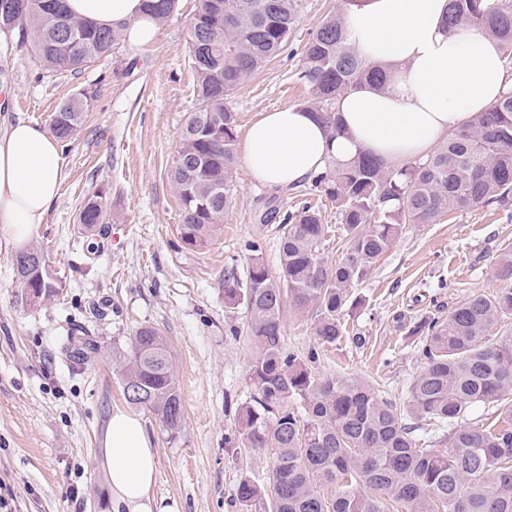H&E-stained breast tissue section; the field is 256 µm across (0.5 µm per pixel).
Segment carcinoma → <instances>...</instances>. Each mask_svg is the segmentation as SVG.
Masks as SVG:
<instances>
[{"label": "carcinoma", "instance_id": "cac0c4a2", "mask_svg": "<svg viewBox=\"0 0 512 512\" xmlns=\"http://www.w3.org/2000/svg\"><path fill=\"white\" fill-rule=\"evenodd\" d=\"M0 24L23 42L34 37L38 61L78 70L112 51L121 39L69 13L64 0H11ZM301 0H200L190 23L189 57L200 107L183 129L169 180L182 211V243L208 246L231 204L237 162L238 116L229 93L247 83L288 45ZM177 0H152L165 22ZM448 31L479 29L497 41L512 64V0H448ZM308 107L331 136L342 133L333 104L368 83L385 86L387 74L358 56L346 19L330 15L307 41L299 74ZM84 104L63 103L51 132L74 138ZM312 185L336 208L346 252L336 263L321 250L329 233L318 210L305 206L288 218L280 268L267 269L254 252L245 280L224 271V295L245 305L247 335L255 346L251 400L238 409L239 434L250 448H271L269 483L243 478L236 489L242 512H512V249L495 264L502 288L456 303L445 318L423 316L410 327L424 360L407 400L396 404L369 380L319 375L315 349L301 357L285 350L286 307L314 311L321 346L344 335L341 322L351 288L386 254L408 224H433L453 211L512 203V90L487 112L448 134L436 152L391 168L360 153L347 167L328 165ZM90 232L110 221L107 194L89 195L79 211ZM19 284L43 303L56 288L47 272L15 262ZM128 404L150 411L177 433L184 410L165 337L153 326L135 330L116 360ZM483 414L472 418L474 408ZM335 487L327 495L324 489Z\"/></svg>", "mask_w": 512, "mask_h": 512}]
</instances>
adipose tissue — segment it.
<instances>
[{
  "label": "adipose tissue",
  "mask_w": 512,
  "mask_h": 512,
  "mask_svg": "<svg viewBox=\"0 0 512 512\" xmlns=\"http://www.w3.org/2000/svg\"><path fill=\"white\" fill-rule=\"evenodd\" d=\"M69 12L101 27H121L132 45H150L159 21L148 0H66ZM448 0H368L348 16L358 55L388 74L384 88L365 84L336 102L343 132L332 137L301 105L265 112L241 150L249 173L270 188L299 184L328 163L365 152L398 168L427 155L448 134L487 111L512 87L495 40L481 30L447 27ZM64 158L56 138L25 121L0 126V236L22 244L60 193ZM158 459L141 420L115 412L102 465L112 502L125 512H155L150 494Z\"/></svg>",
  "instance_id": "ef3b65f1"
}]
</instances>
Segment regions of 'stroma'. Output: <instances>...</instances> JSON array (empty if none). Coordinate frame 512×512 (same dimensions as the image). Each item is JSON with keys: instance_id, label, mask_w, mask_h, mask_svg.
<instances>
[{"instance_id": "1", "label": "stroma", "mask_w": 512, "mask_h": 512, "mask_svg": "<svg viewBox=\"0 0 512 512\" xmlns=\"http://www.w3.org/2000/svg\"><path fill=\"white\" fill-rule=\"evenodd\" d=\"M200 0H179L155 41H127L80 71L52 70L32 44L0 36V125L24 120L49 128L59 106L86 99L78 135L62 143L64 175L57 200L31 238L59 290L30 305L14 267L17 244L0 238V495L12 512H113L99 464L113 412H134L152 440L159 465L153 498L172 512H240L244 477L268 481L274 452L244 447L237 411L253 394L244 306L224 295V270L245 276L250 243L270 271L279 266L281 230L263 224L281 213L317 207L329 233L328 262L345 251L336 210L310 182L273 190L237 165L221 234L190 250L180 241L181 210L168 181L182 129L198 106L188 59L190 22ZM347 0H302L284 51L228 106L247 131L263 112L309 99L299 78L309 37L329 15H348ZM105 190L115 215L87 235L78 222L86 197ZM99 243L88 255V242ZM512 249V208L457 211L434 224H410L392 249L352 290L362 304L344 315L347 337L320 353V374L362 376L393 402L406 399L422 369L408 325L446 317L458 301L501 288L493 264ZM168 341L184 405L178 433L149 411L132 410L114 361L140 326ZM363 339L362 346L352 337Z\"/></svg>"}]
</instances>
